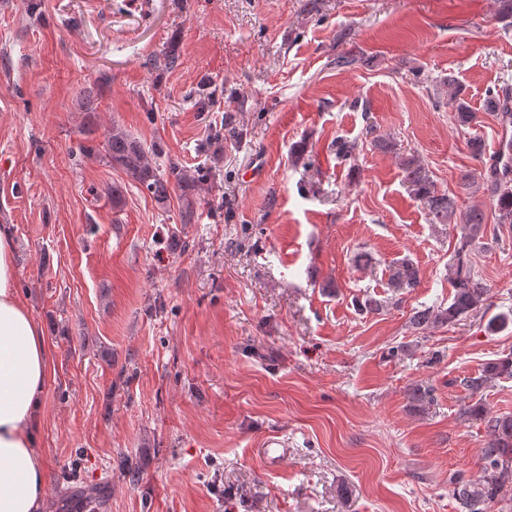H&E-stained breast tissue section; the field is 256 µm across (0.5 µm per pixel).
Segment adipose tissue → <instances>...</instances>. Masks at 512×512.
<instances>
[{
    "label": "adipose tissue",
    "instance_id": "ef3b65f1",
    "mask_svg": "<svg viewBox=\"0 0 512 512\" xmlns=\"http://www.w3.org/2000/svg\"><path fill=\"white\" fill-rule=\"evenodd\" d=\"M16 278L13 229L0 224V512H49L39 417L52 356Z\"/></svg>",
    "mask_w": 512,
    "mask_h": 512
}]
</instances>
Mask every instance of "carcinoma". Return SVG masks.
Masks as SVG:
<instances>
[{
  "label": "carcinoma",
  "instance_id": "cac0c4a2",
  "mask_svg": "<svg viewBox=\"0 0 512 512\" xmlns=\"http://www.w3.org/2000/svg\"><path fill=\"white\" fill-rule=\"evenodd\" d=\"M448 105L454 111L459 127L470 125L473 120L468 102L462 98V89L453 77H448ZM107 158L114 168H119L133 181L142 186L153 198L158 209L168 210L171 198V181L184 187L194 186V179L176 165L168 170L160 169L149 151L135 137L118 125L112 126L107 135ZM403 182L412 196L420 203L434 224H460L463 238L448 264L451 293L448 306L428 307L413 313L410 323L416 330H428L447 325L469 314L484 312L488 308L490 289L476 274L470 260L469 246L485 236L486 216L481 206L470 207L457 214L454 198L446 191L437 189L429 170L413 154L400 161ZM512 152L507 164L500 168L489 166L485 190L492 204L496 223L512 224ZM393 287L414 288L419 284V270L409 259L396 262L391 268ZM512 378V354L508 353L486 363L477 375L469 377L464 385L471 394H479L490 382ZM410 408L421 411L432 401L431 388L415 384L408 390ZM461 417H479L485 421L488 439L481 450L482 474L465 478L454 475L449 478L458 512H487L493 504L506 510L512 508V413H491L482 400L465 406Z\"/></svg>",
  "mask_w": 512,
  "mask_h": 512
}]
</instances>
